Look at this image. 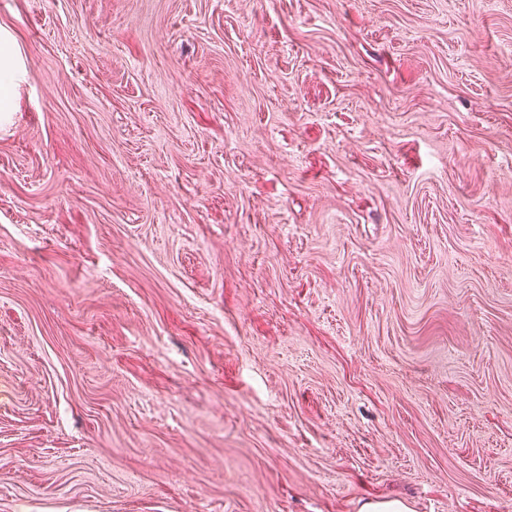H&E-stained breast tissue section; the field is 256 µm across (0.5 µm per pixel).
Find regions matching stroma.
<instances>
[{
	"label": "stroma",
	"mask_w": 512,
	"mask_h": 512,
	"mask_svg": "<svg viewBox=\"0 0 512 512\" xmlns=\"http://www.w3.org/2000/svg\"><path fill=\"white\" fill-rule=\"evenodd\" d=\"M0 26V512H512V0ZM24 69L19 49L0 28V112H9L12 94Z\"/></svg>",
	"instance_id": "stroma-1"
}]
</instances>
